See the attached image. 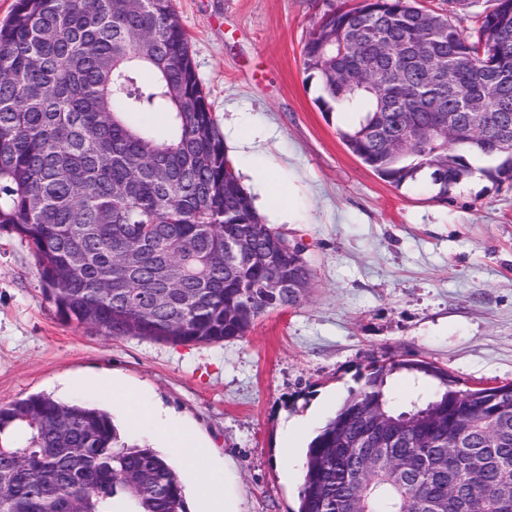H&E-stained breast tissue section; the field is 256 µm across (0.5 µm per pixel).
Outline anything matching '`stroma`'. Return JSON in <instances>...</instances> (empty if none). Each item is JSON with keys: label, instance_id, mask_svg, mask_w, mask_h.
Instances as JSON below:
<instances>
[{"label": "stroma", "instance_id": "obj_1", "mask_svg": "<svg viewBox=\"0 0 512 512\" xmlns=\"http://www.w3.org/2000/svg\"><path fill=\"white\" fill-rule=\"evenodd\" d=\"M358 0H174L217 128L242 173L251 164L290 193L264 224L303 250L311 286L221 344L107 338L62 321L31 250L0 231V405L84 384L134 387L209 448L236 512H296L305 450L368 366L417 359L461 386L512 381V184L475 178L446 198L424 182L395 188L353 155L302 68V46L330 7ZM296 449L280 461L284 445Z\"/></svg>", "mask_w": 512, "mask_h": 512}]
</instances>
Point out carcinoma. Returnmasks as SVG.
I'll return each instance as SVG.
<instances>
[{"mask_svg":"<svg viewBox=\"0 0 512 512\" xmlns=\"http://www.w3.org/2000/svg\"><path fill=\"white\" fill-rule=\"evenodd\" d=\"M414 0H360L326 14L302 47L307 78L320 82L325 111L357 114L340 131L350 152L393 186L427 180L443 198L480 175L512 183V152L477 130L450 142L447 162L431 165L430 142L407 150L383 140L407 126L433 127L444 112L492 76L488 60L512 68V0L475 14L470 31L447 22L426 39ZM384 28L389 57L369 37ZM359 31L358 54L325 55ZM419 52L385 87L368 73L401 50ZM453 83H440L443 65ZM153 78L146 81L142 73ZM165 112L158 137L128 120ZM258 213L224 149L191 46L173 0H17L0 26V230L36 258L43 295L57 314L106 338L139 336L176 344L242 338L268 309L301 297L271 295L275 276L310 274L279 252L266 264H224V236L249 234L257 247L274 230ZM160 303L146 309L143 301ZM405 373L425 394L396 408L388 380ZM310 441L296 512H512V382L460 388L424 361L368 367ZM435 403L418 433L387 455L366 460L359 440L382 410L396 418ZM490 416L496 428L474 422ZM0 512H188L167 456L129 440L97 405L44 394L0 406Z\"/></svg>","mask_w":512,"mask_h":512,"instance_id":"1","label":"carcinoma"}]
</instances>
